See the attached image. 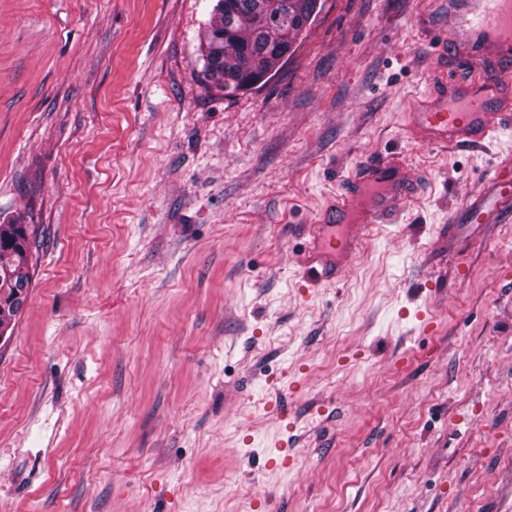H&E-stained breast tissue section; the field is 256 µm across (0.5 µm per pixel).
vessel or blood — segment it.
<instances>
[{
	"instance_id": "vessel-or-blood-1",
	"label": "vessel or blood",
	"mask_w": 512,
	"mask_h": 512,
	"mask_svg": "<svg viewBox=\"0 0 512 512\" xmlns=\"http://www.w3.org/2000/svg\"><path fill=\"white\" fill-rule=\"evenodd\" d=\"M456 15L462 52L491 48L502 70L497 81L457 85L417 113V123L428 139L442 144L455 142L463 134L477 142L503 123L512 124V97L506 94L512 86V0H466ZM355 180L359 192L371 195V203L359 211L341 197L329 204L312 241L307 267L312 281L322 283L339 276L336 248L341 239L336 235L334 214L355 224H388L394 218L385 195L397 181L391 167L375 163L362 167Z\"/></svg>"
}]
</instances>
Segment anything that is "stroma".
Masks as SVG:
<instances>
[{
  "instance_id": "1",
  "label": "stroma",
  "mask_w": 512,
  "mask_h": 512,
  "mask_svg": "<svg viewBox=\"0 0 512 512\" xmlns=\"http://www.w3.org/2000/svg\"><path fill=\"white\" fill-rule=\"evenodd\" d=\"M214 0H0V512H512V126L434 146L448 0H320L288 59L202 79ZM383 162L406 196L339 282L308 226ZM286 449L293 464L275 461ZM31 235H34L31 224H0V293L7 297L15 293L22 295L9 306L11 320L21 311L28 296ZM11 320L1 322V336L7 332Z\"/></svg>"
}]
</instances>
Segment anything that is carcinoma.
<instances>
[{
  "label": "carcinoma",
  "instance_id": "carcinoma-1",
  "mask_svg": "<svg viewBox=\"0 0 512 512\" xmlns=\"http://www.w3.org/2000/svg\"><path fill=\"white\" fill-rule=\"evenodd\" d=\"M318 0H216L204 34L203 76L229 97L267 80L312 22ZM30 224H0V293L22 298L30 286Z\"/></svg>",
  "mask_w": 512,
  "mask_h": 512
}]
</instances>
